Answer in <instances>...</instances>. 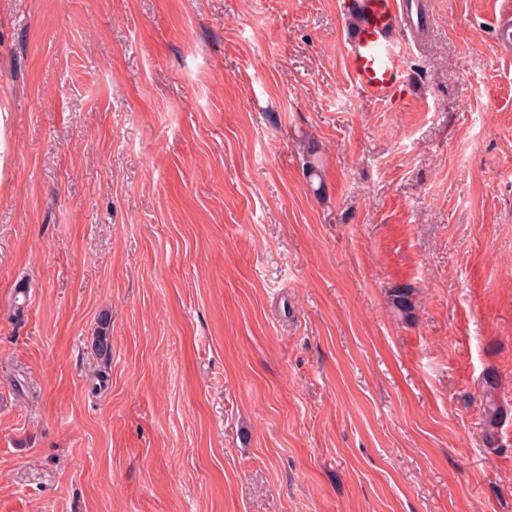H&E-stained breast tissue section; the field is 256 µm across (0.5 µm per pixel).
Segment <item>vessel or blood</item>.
Returning a JSON list of instances; mask_svg holds the SVG:
<instances>
[{
	"instance_id": "vessel-or-blood-1",
	"label": "vessel or blood",
	"mask_w": 512,
	"mask_h": 512,
	"mask_svg": "<svg viewBox=\"0 0 512 512\" xmlns=\"http://www.w3.org/2000/svg\"><path fill=\"white\" fill-rule=\"evenodd\" d=\"M354 28L345 50V66L353 84L370 100L390 102L400 94L407 39L413 29L406 0H342Z\"/></svg>"
}]
</instances>
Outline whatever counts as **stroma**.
<instances>
[{
  "label": "stroma",
  "mask_w": 512,
  "mask_h": 512,
  "mask_svg": "<svg viewBox=\"0 0 512 512\" xmlns=\"http://www.w3.org/2000/svg\"><path fill=\"white\" fill-rule=\"evenodd\" d=\"M411 2L390 106L339 0H0V512H512V0ZM303 149V169L306 176L310 182L315 178L320 179L322 163L321 156L319 155L320 151L315 141L312 139L308 140L307 144H304ZM495 388L496 383L494 380L490 378L486 380L483 394L486 407L484 412V431L485 438L490 443L495 440L497 436V429L499 428L501 420L504 418V412H506L493 394Z\"/></svg>",
  "instance_id": "obj_1"
}]
</instances>
